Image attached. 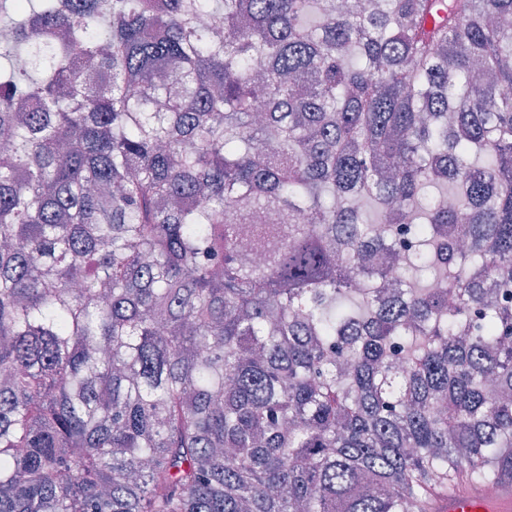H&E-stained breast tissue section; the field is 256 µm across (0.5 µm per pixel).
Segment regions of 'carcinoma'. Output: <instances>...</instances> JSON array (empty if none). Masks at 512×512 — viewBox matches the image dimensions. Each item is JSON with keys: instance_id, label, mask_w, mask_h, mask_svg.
Wrapping results in <instances>:
<instances>
[{"instance_id": "cac0c4a2", "label": "carcinoma", "mask_w": 512, "mask_h": 512, "mask_svg": "<svg viewBox=\"0 0 512 512\" xmlns=\"http://www.w3.org/2000/svg\"><path fill=\"white\" fill-rule=\"evenodd\" d=\"M509 86L512 0H0V512L512 484Z\"/></svg>"}]
</instances>
